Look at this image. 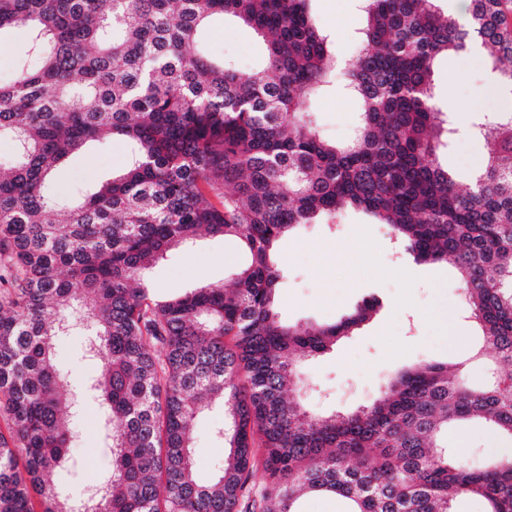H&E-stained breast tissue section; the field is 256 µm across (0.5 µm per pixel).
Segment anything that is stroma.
<instances>
[{"instance_id": "1", "label": "stroma", "mask_w": 512, "mask_h": 512, "mask_svg": "<svg viewBox=\"0 0 512 512\" xmlns=\"http://www.w3.org/2000/svg\"><path fill=\"white\" fill-rule=\"evenodd\" d=\"M310 11L336 55L353 56L356 32L364 23L359 0H312ZM201 41L211 57L243 72L259 68L264 60L261 39L229 18L210 24ZM432 87L437 108L455 124L464 112L473 117L512 110V98L498 91L495 75L481 56L460 52L440 56ZM358 117L356 100L339 88L324 95L311 114L320 133L332 141L347 139ZM487 152L482 139L457 133L437 161L466 185ZM127 153L120 140L92 144L67 160L58 186L68 192L110 178L124 167ZM278 252L283 280L275 305L286 322L332 323L363 299L379 301L371 319L353 336L304 363L302 378L309 384L304 399L311 410L345 412L366 404L401 368L452 365L480 343L455 269L446 263H415L391 241L384 225L371 223L362 213L347 209L337 223L301 226L280 241ZM246 261L237 241L204 232L192 246L169 251L152 268L150 282L159 297L184 295L211 284L229 287ZM223 420L222 410L215 406L196 424L192 459L202 477H211L224 457L223 444L213 436ZM74 427L70 457L84 481L104 476L111 455L101 442L98 405L92 397L82 398ZM444 441L450 450L459 451L460 463L469 467L483 466L494 455L491 432L474 422L449 426Z\"/></svg>"}]
</instances>
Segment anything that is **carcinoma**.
<instances>
[{"mask_svg":"<svg viewBox=\"0 0 512 512\" xmlns=\"http://www.w3.org/2000/svg\"><path fill=\"white\" fill-rule=\"evenodd\" d=\"M309 2L0 0V32H26L0 82L13 144L0 162V512H34L35 495L40 512H299L308 493L345 512H454L461 497L512 512V458L466 467L440 442L473 419L512 440V111L472 123L491 151L462 189L437 162L449 129L431 87L437 57L476 42L512 96L503 0H471L463 23L435 0H362L360 50L343 65ZM226 15L264 39L260 69L194 49ZM337 85L359 106L342 143L310 118ZM109 138L131 145L125 167L55 201L62 160ZM345 208L386 225L415 262L455 267L481 329L482 386L434 363L342 415L284 397L297 358L332 349L377 306L318 326L274 307L280 241ZM201 231L248 252L235 287L154 298L145 270ZM76 317L112 468L72 496L50 476L74 438L79 392L54 357ZM212 405L228 451L204 480L192 437Z\"/></svg>","mask_w":512,"mask_h":512,"instance_id":"cac0c4a2","label":"carcinoma"}]
</instances>
